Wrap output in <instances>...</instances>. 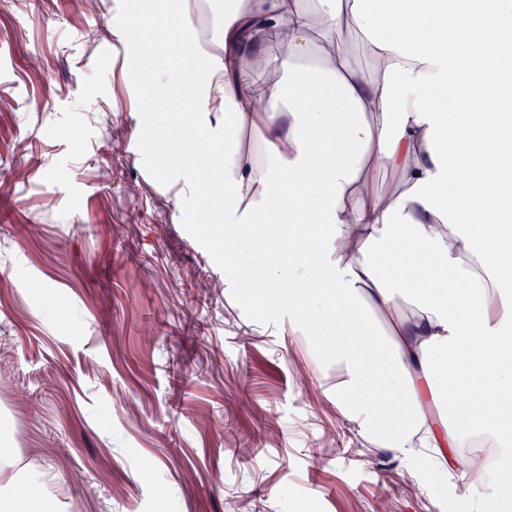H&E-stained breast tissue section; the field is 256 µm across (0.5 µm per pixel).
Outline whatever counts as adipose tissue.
Listing matches in <instances>:
<instances>
[{
    "label": "adipose tissue",
    "instance_id": "1",
    "mask_svg": "<svg viewBox=\"0 0 512 512\" xmlns=\"http://www.w3.org/2000/svg\"><path fill=\"white\" fill-rule=\"evenodd\" d=\"M135 135L176 202L205 192L264 322L410 474L512 492V0H128ZM361 42L369 70L352 59ZM177 101V123L163 105ZM393 186L381 191L378 179ZM0 448V512H55Z\"/></svg>",
    "mask_w": 512,
    "mask_h": 512
}]
</instances>
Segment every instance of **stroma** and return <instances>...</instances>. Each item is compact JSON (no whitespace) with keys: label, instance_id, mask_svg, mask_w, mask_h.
I'll use <instances>...</instances> for the list:
<instances>
[{"label":"stroma","instance_id":"35a3bbf8","mask_svg":"<svg viewBox=\"0 0 512 512\" xmlns=\"http://www.w3.org/2000/svg\"><path fill=\"white\" fill-rule=\"evenodd\" d=\"M124 7L0 5V436L59 512H460L447 476L359 446L317 394L335 373L257 332L218 225L176 215L133 135Z\"/></svg>","mask_w":512,"mask_h":512}]
</instances>
